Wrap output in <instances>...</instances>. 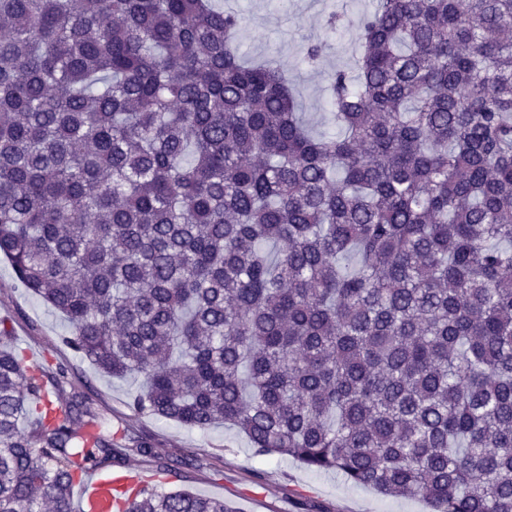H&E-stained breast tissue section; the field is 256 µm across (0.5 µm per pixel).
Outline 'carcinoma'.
<instances>
[{
	"mask_svg": "<svg viewBox=\"0 0 512 512\" xmlns=\"http://www.w3.org/2000/svg\"><path fill=\"white\" fill-rule=\"evenodd\" d=\"M213 0H0V256L129 408L433 512H512V0H376L338 132ZM263 242L279 244L274 256ZM0 318V512L134 449ZM127 512H234L186 489Z\"/></svg>",
	"mask_w": 512,
	"mask_h": 512,
	"instance_id": "cac0c4a2",
	"label": "carcinoma"
}]
</instances>
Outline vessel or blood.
Masks as SVG:
<instances>
[{
	"instance_id": "vessel-or-blood-1",
	"label": "vessel or blood",
	"mask_w": 512,
	"mask_h": 512,
	"mask_svg": "<svg viewBox=\"0 0 512 512\" xmlns=\"http://www.w3.org/2000/svg\"><path fill=\"white\" fill-rule=\"evenodd\" d=\"M140 471L128 467L103 476L99 473L87 472L79 481V512H123L125 502L121 497L124 489L136 487L148 488Z\"/></svg>"
}]
</instances>
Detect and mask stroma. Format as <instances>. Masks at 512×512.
<instances>
[{
	"label": "stroma",
	"instance_id": "35a3bbf8",
	"mask_svg": "<svg viewBox=\"0 0 512 512\" xmlns=\"http://www.w3.org/2000/svg\"><path fill=\"white\" fill-rule=\"evenodd\" d=\"M216 4L245 15L246 24L239 34L243 51L254 58L275 57L287 70L307 128L318 133L330 127L327 77L332 70L352 66L358 25L372 10L374 0H216ZM333 12L340 13L341 21L331 29L326 19ZM311 41L328 48L316 64L305 59L304 47ZM1 317L12 320L21 348L74 368L77 376L90 379L94 409L104 425L127 430L133 437L152 435L167 448L194 450L193 465L183 469L186 488L224 499L235 512H301L305 502L323 512H430L429 505L417 498L387 497L350 485L339 475L309 471L289 457L256 455L247 440L226 425L202 432L134 414L128 400L138 389V382L101 377L88 363L74 358L60 342L67 330L64 320L18 287L10 264L2 258ZM217 456L223 464L216 471L211 463ZM257 471L263 475L259 484L252 480Z\"/></svg>",
	"mask_w": 512,
	"mask_h": 512
}]
</instances>
